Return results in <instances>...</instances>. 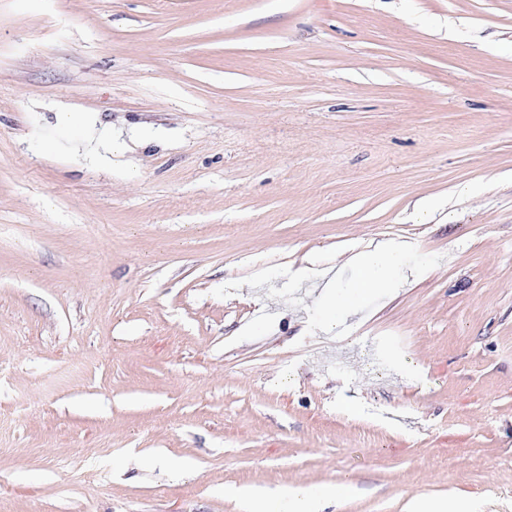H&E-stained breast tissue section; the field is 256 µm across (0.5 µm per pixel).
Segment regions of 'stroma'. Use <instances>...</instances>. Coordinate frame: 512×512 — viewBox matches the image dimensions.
<instances>
[{"label":"stroma","instance_id":"1","mask_svg":"<svg viewBox=\"0 0 512 512\" xmlns=\"http://www.w3.org/2000/svg\"><path fill=\"white\" fill-rule=\"evenodd\" d=\"M296 485L512 512V0H0V512ZM125 144L113 136L112 129L97 127L94 120L84 118L82 135L72 142L71 153L90 164H111L112 156L122 152ZM402 256V249L385 245L365 252L357 263L359 288H376L386 280ZM372 275H376L377 278Z\"/></svg>","mask_w":512,"mask_h":512}]
</instances>
